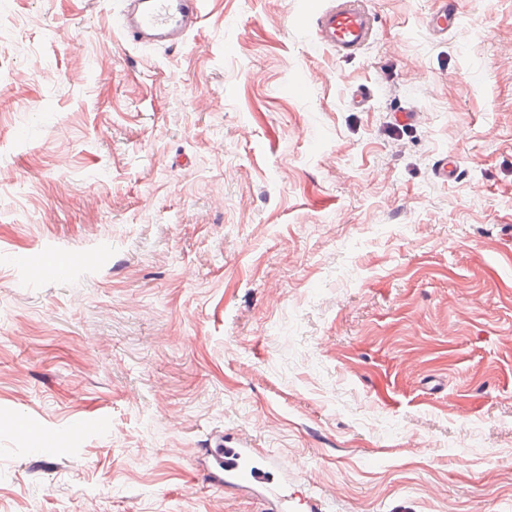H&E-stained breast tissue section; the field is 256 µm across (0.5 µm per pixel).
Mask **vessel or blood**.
Returning a JSON list of instances; mask_svg holds the SVG:
<instances>
[{"instance_id":"b4317fda","label":"vessel or blood","mask_w":512,"mask_h":512,"mask_svg":"<svg viewBox=\"0 0 512 512\" xmlns=\"http://www.w3.org/2000/svg\"><path fill=\"white\" fill-rule=\"evenodd\" d=\"M201 0H125L117 25L125 38L135 45L174 47L185 42L202 16ZM460 21L455 0H444L427 21L435 37L447 34ZM377 18L369 0H330L313 21L317 46L334 51L337 57L356 56L373 39ZM22 267L30 271L53 264L58 276H67L71 261L49 262L40 252L21 256ZM200 473L205 479L227 486L247 485L261 491L273 512H292L293 497L280 479V469L273 462L261 463L250 441L230 440L215 434L212 446L201 459Z\"/></svg>"}]
</instances>
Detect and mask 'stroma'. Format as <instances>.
Segmentation results:
<instances>
[{
	"label": "stroma",
	"instance_id": "35a3bbf8",
	"mask_svg": "<svg viewBox=\"0 0 512 512\" xmlns=\"http://www.w3.org/2000/svg\"><path fill=\"white\" fill-rule=\"evenodd\" d=\"M323 2L165 48L0 0V512H264L196 469L222 431L329 512H512V0H370L341 60ZM376 23L368 0H331L313 21L314 42L339 58H351L371 42ZM443 1L439 10L432 13L427 21L429 33L434 37L448 34V30L454 28L460 22V16L456 2Z\"/></svg>",
	"mask_w": 512,
	"mask_h": 512
}]
</instances>
